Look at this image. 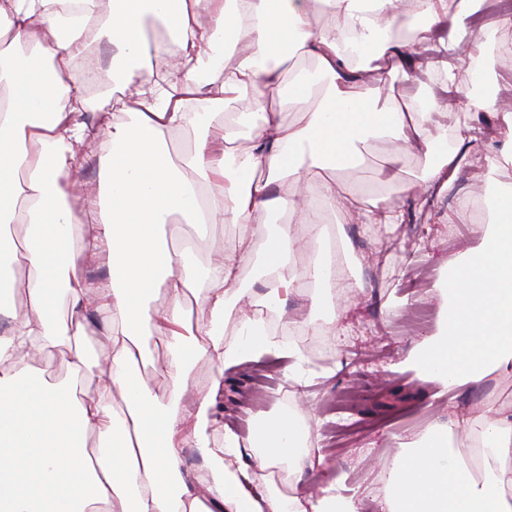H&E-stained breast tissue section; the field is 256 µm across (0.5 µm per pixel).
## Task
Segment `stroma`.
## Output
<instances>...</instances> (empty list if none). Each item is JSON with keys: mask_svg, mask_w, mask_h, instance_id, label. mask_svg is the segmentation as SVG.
Masks as SVG:
<instances>
[{"mask_svg": "<svg viewBox=\"0 0 512 512\" xmlns=\"http://www.w3.org/2000/svg\"><path fill=\"white\" fill-rule=\"evenodd\" d=\"M257 110L248 93L225 101L223 113L234 125L236 148L250 146ZM448 125L472 128L478 142L442 192L407 196L404 179L421 175L433 158L413 153L391 163V147L381 140L372 141L367 161L358 169H325V177L337 179L346 191L377 186L379 194L399 206L403 221L391 231L380 224L355 223L337 208L323 209L322 224L330 229L344 224L350 240L349 248H337L334 255L344 289L333 294L303 289L289 297L284 309L269 314L272 333L289 336L282 315L312 312L324 321L331 311H340L336 337L313 332L290 336L300 350L305 384L289 379L290 359L276 356L224 372V392L214 411L240 437L248 436L258 414L295 407L305 412L311 451L323 455L329 469L296 483L288 470H280L275 480L283 492H307L314 482L336 479L370 512H379L384 462L396 454L397 441L416 438L430 422H447L450 409L482 399L481 393L463 388L441 393L436 383L421 381L406 361L413 345L434 332L439 318L441 298L433 288L438 272L432 259L455 258L477 243L480 225L489 221L483 204L486 158L504 144L494 135L498 120L490 113L453 112ZM393 165L402 177L389 182L385 175Z\"/></svg>", "mask_w": 512, "mask_h": 512, "instance_id": "1", "label": "stroma"}]
</instances>
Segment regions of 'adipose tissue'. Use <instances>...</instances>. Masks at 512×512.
Listing matches in <instances>:
<instances>
[{
    "mask_svg": "<svg viewBox=\"0 0 512 512\" xmlns=\"http://www.w3.org/2000/svg\"><path fill=\"white\" fill-rule=\"evenodd\" d=\"M485 0H419L418 16L402 0H0V257L28 268L24 282L0 273V288H22L26 312L0 337V512H361L359 500L335 484L320 495L284 494L271 473L324 465L309 458L301 410L255 419L247 438L227 431L211 408L222 387L192 388L190 368H219L283 353L266 312L303 285L337 288L333 261L319 253L303 269L291 255L304 237L322 238L320 207L342 193L334 181L307 177L305 167L356 168L371 137L384 135L433 155L406 192L426 195L459 170L457 149L434 154L435 141L455 137L456 110L493 113L505 147L490 157L498 172L512 166V109L499 86L482 91L484 43L463 47L467 19ZM328 13L333 30L317 29ZM159 19L170 43L151 42L145 20ZM416 26L415 47L395 42L394 25ZM115 47L107 77L122 89L100 107L95 127L79 122L88 108L75 64L88 45ZM175 45L163 89L152 87L143 62ZM315 60L319 79L287 75L282 60ZM442 74L457 94L378 101L373 86L396 75L418 80ZM252 93L260 109L249 149L232 148L217 111L233 94ZM323 94L301 123L284 121L277 99L300 102ZM194 131L196 148L168 149L178 131ZM103 138L101 177L87 188L62 184L79 167L77 147ZM295 190L282 204L304 212L301 224L273 231L265 222L274 183ZM491 224L477 246L440 261L438 327L410 352L420 378L443 389L484 386L512 376V185L485 196ZM362 224H400L385 196L348 201ZM180 216L198 237L216 219L233 224L218 257L190 265L175 260L167 227ZM268 240L266 291L246 296L239 272ZM204 293L205 331L186 319L187 290ZM167 301L153 302L156 292ZM71 315L93 309L110 320L100 342L106 368L81 343L84 325L59 323L54 298ZM239 328L225 339L224 323ZM163 337L157 371L173 393L165 403L142 379L151 357L146 340ZM68 351L67 379L37 376L32 354ZM97 377L94 395H76V381ZM224 435L215 447L212 433ZM210 462L206 477L183 470L180 449ZM259 483L258 491L248 486ZM382 512H512V402L489 401L455 411L400 444L388 472Z\"/></svg>",
    "mask_w": 512,
    "mask_h": 512,
    "instance_id": "adipose-tissue-1",
    "label": "adipose tissue"
}]
</instances>
